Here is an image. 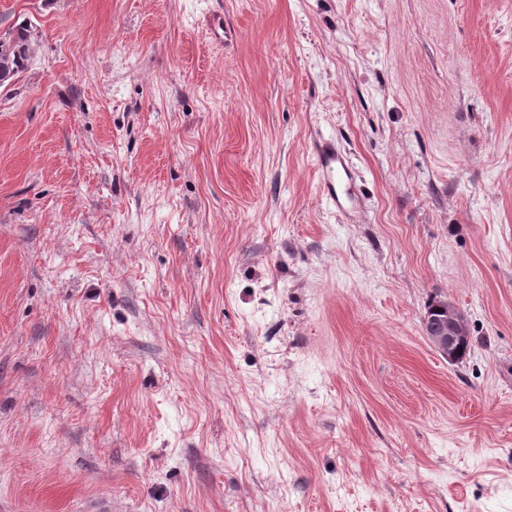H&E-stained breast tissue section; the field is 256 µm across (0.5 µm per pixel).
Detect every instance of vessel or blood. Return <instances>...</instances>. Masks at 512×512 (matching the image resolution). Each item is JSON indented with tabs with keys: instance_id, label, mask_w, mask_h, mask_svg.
<instances>
[{
	"instance_id": "obj_1",
	"label": "vessel or blood",
	"mask_w": 512,
	"mask_h": 512,
	"mask_svg": "<svg viewBox=\"0 0 512 512\" xmlns=\"http://www.w3.org/2000/svg\"><path fill=\"white\" fill-rule=\"evenodd\" d=\"M319 172V187L326 205L343 215L363 209L362 193L347 154L334 137H322L312 145Z\"/></svg>"
}]
</instances>
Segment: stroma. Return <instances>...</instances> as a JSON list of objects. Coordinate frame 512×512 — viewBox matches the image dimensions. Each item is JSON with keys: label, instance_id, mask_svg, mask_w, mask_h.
<instances>
[{"label": "stroma", "instance_id": "obj_1", "mask_svg": "<svg viewBox=\"0 0 512 512\" xmlns=\"http://www.w3.org/2000/svg\"><path fill=\"white\" fill-rule=\"evenodd\" d=\"M23 21L0 512H512V0H0ZM319 172V187L326 205L343 215L364 208L365 196L347 154L336 138L321 137L312 145ZM423 326L430 346L449 364L457 363L461 347L469 337L467 322L458 308L452 302L438 300L425 312Z\"/></svg>", "mask_w": 512, "mask_h": 512}]
</instances>
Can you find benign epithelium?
<instances>
[{
    "label": "benign epithelium",
    "instance_id": "obj_1",
    "mask_svg": "<svg viewBox=\"0 0 512 512\" xmlns=\"http://www.w3.org/2000/svg\"><path fill=\"white\" fill-rule=\"evenodd\" d=\"M424 335L430 346L448 363L460 360V350L469 337L467 322L458 308L447 300H440L425 312Z\"/></svg>",
    "mask_w": 512,
    "mask_h": 512
}]
</instances>
